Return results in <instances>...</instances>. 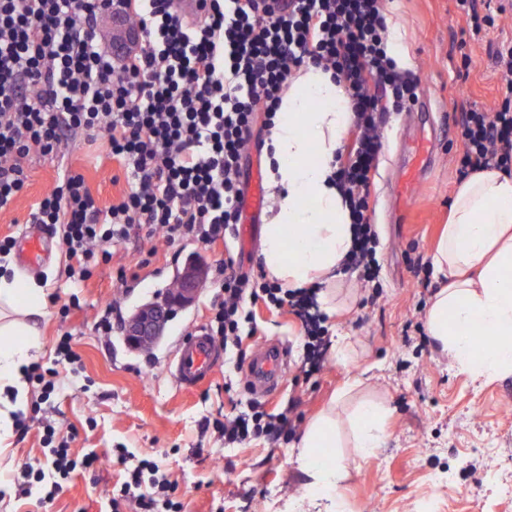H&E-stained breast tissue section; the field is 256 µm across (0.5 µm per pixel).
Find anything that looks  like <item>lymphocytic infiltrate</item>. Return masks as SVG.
I'll return each mask as SVG.
<instances>
[{"label": "lymphocytic infiltrate", "instance_id": "lymphocytic-infiltrate-1", "mask_svg": "<svg viewBox=\"0 0 512 512\" xmlns=\"http://www.w3.org/2000/svg\"><path fill=\"white\" fill-rule=\"evenodd\" d=\"M116 11L141 36L118 56L97 32ZM386 31L384 0H204L192 19L174 0H0V210L26 191L28 161L80 134L120 165L126 187L104 206L83 175L68 171L32 208L30 223L61 232L66 279L89 280L112 246L132 239L223 241L242 216V160L255 123L271 126L291 78L313 65L343 82L349 99L352 139L336 156V185L356 227L348 257L374 278L379 238L369 199L381 128L418 89L389 55ZM493 58L505 76L500 104L461 109L456 121L463 174H512V39L498 42ZM213 273L222 297L207 328L227 345L241 343L252 303L281 307L292 295L231 255ZM211 426L225 444H241L285 434L287 419L251 400ZM43 442L44 460L24 464L16 482L22 495L50 504L98 456H73L70 437L51 425ZM116 458L124 479L108 493L110 512H179L156 462L124 448Z\"/></svg>", "mask_w": 512, "mask_h": 512}]
</instances>
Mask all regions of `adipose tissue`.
I'll return each instance as SVG.
<instances>
[{
    "mask_svg": "<svg viewBox=\"0 0 512 512\" xmlns=\"http://www.w3.org/2000/svg\"><path fill=\"white\" fill-rule=\"evenodd\" d=\"M351 121L343 83L311 66L294 79L265 139L274 207L261 241L264 269L288 289L324 285L325 305L354 240L333 166ZM433 261L448 284L427 312L429 335L475 378L512 374V176L480 171L459 185ZM47 302L41 285L0 274V335L7 339L0 345V393H8L15 411L26 407L23 369ZM390 413L373 400L356 406L352 446L359 458L375 455ZM339 446L329 409L308 423L296 458L306 490L334 512H341L337 491L347 476Z\"/></svg>",
    "mask_w": 512,
    "mask_h": 512,
    "instance_id": "ef3b65f1",
    "label": "adipose tissue"
}]
</instances>
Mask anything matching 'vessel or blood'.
I'll list each match as a JSON object with an SVG mask.
<instances>
[{
    "mask_svg": "<svg viewBox=\"0 0 512 512\" xmlns=\"http://www.w3.org/2000/svg\"><path fill=\"white\" fill-rule=\"evenodd\" d=\"M57 241L42 225L27 224L16 239L14 256L25 270H35L52 262ZM222 355L220 346L205 327H197L190 340L180 344L173 360V373L181 388L190 390L210 378ZM285 346L264 343L256 347L247 368V381L253 394L268 396L282 385L287 368Z\"/></svg>",
    "mask_w": 512,
    "mask_h": 512,
    "instance_id": "1",
    "label": "vessel or blood"
}]
</instances>
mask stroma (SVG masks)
Returning <instances> with one entry per match:
<instances>
[{
	"instance_id": "obj_1",
	"label": "stroma",
	"mask_w": 512,
	"mask_h": 512,
	"mask_svg": "<svg viewBox=\"0 0 512 512\" xmlns=\"http://www.w3.org/2000/svg\"><path fill=\"white\" fill-rule=\"evenodd\" d=\"M387 23L400 32L420 82L419 96L412 109L387 118L371 186L381 288L376 293L363 288L350 269L337 279L339 306L325 320L331 346L324 349L319 370L310 368L307 339L293 308L259 303L254 335L228 347L208 383L185 392L169 365L177 345L207 322L219 293L212 279H205L196 301L174 316L151 352L129 351L118 328L133 309L164 293L190 257L209 264L216 249L191 239L171 248L133 240L113 247L111 261L78 287L62 277L66 257L58 255L39 277L48 304L33 360L53 367L55 343L67 332L80 368L59 370L54 405L27 434L0 439V512H107V493L124 476L112 456L116 448L158 461L177 486L181 512H329L327 500L308 501L296 448L308 421L331 404L337 433L348 439V416L363 399L384 402L393 413L374 458L361 461L353 449L343 450L348 476L339 495L345 512H422L429 503L436 512H512V375L481 383L438 352L432 339L403 343L407 322L426 320L418 305L424 290L413 268L431 260L462 181L455 119L460 107L490 110L500 102L504 81L489 45L512 38V10L482 41L465 38L466 20L455 0H389ZM467 57L472 63L466 69ZM422 126L436 134L431 164L405 194L390 192L388 181L402 174L401 143ZM64 169L84 175L102 203L122 191L113 181L119 170L111 157L82 136L70 137L55 156L30 164L27 192L0 211V237L17 234ZM269 216L262 210L249 237L231 235L224 242L244 269L261 268ZM74 295L79 308L61 317V305ZM106 312L115 330L102 336L95 323ZM342 340L352 348L344 361L333 349ZM263 342L288 349L287 380L264 403L267 411L287 414L290 432L276 442L259 437L224 447L201 424L208 416L234 415L250 399L245 369ZM49 424L60 435H73L76 455L95 452L99 463L75 473L63 494L44 506L35 497L19 496L11 476L22 463L42 457L41 438Z\"/></svg>"
}]
</instances>
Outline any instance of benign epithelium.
<instances>
[{"label":"benign epithelium","mask_w":512,"mask_h":512,"mask_svg":"<svg viewBox=\"0 0 512 512\" xmlns=\"http://www.w3.org/2000/svg\"><path fill=\"white\" fill-rule=\"evenodd\" d=\"M139 34L121 17L113 18L112 51L119 53L138 43ZM205 267L190 260L177 276L178 287L162 298H155L138 306L123 322L122 340L131 350L156 347L164 337L173 311L190 306L205 280Z\"/></svg>","instance_id":"1"}]
</instances>
